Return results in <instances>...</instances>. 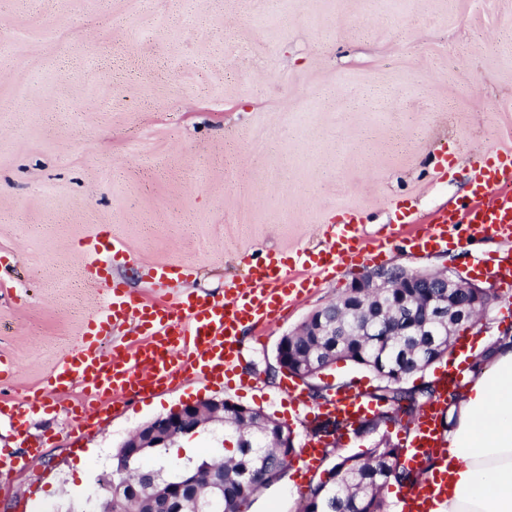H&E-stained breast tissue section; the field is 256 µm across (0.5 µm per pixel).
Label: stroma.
<instances>
[{
  "label": "stroma",
  "mask_w": 512,
  "mask_h": 512,
  "mask_svg": "<svg viewBox=\"0 0 512 512\" xmlns=\"http://www.w3.org/2000/svg\"><path fill=\"white\" fill-rule=\"evenodd\" d=\"M512 150V0H0V393L38 397L24 429L0 422V512H91L99 479L130 433L180 404L220 397L311 440L283 388L282 335L339 299L364 268L343 267L271 323L242 336L255 389L198 379L78 430L75 388L46 389L80 347L112 282L145 304L171 288L145 268L190 265L189 288L215 299L268 252L318 251L333 216L361 221L364 242L398 223L428 224L469 201L474 163ZM455 165L441 177L445 154ZM127 264L85 269L100 227ZM490 237L422 258L387 246L385 266L441 270L494 288L487 334L512 324ZM355 435L321 464L291 461L243 512H298ZM38 454H31V446Z\"/></svg>",
  "instance_id": "obj_1"
}]
</instances>
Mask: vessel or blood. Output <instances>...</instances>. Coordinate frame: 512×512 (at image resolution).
<instances>
[{"mask_svg":"<svg viewBox=\"0 0 512 512\" xmlns=\"http://www.w3.org/2000/svg\"><path fill=\"white\" fill-rule=\"evenodd\" d=\"M474 182L475 205L443 212L426 225H404L400 242L410 255L419 258L489 236L512 237V153L498 151L484 160ZM359 224L356 215H344L331 224L326 249L316 253L298 251L250 265L243 282L226 289L220 300L190 292L177 294L164 305H140L126 295L120 283H113L105 316L89 322L82 345L56 366L46 380L48 387L80 388L82 400L72 406L71 414L77 426L84 427L104 397H117L129 390L149 395L181 384L190 376L206 381L234 376L243 355L240 326L274 320L290 300L307 291L311 282L302 277L303 269L327 272L383 259L390 236L379 235L373 247L363 246ZM103 250L111 252L116 261L129 257L121 243L103 232L84 249L90 265H97ZM147 276L184 282L190 278L191 268L186 264H161L149 267ZM131 309L139 313L144 340L104 345L113 323ZM464 377L461 364L439 376L437 400L419 417L415 435L406 446L404 458L409 465L420 468L427 456H446L447 448L439 435L440 406ZM371 408L362 394L342 388L309 419L314 422L330 414L343 428L351 429Z\"/></svg>","mask_w":512,"mask_h":512,"instance_id":"obj_1","label":"vessel or blood"}]
</instances>
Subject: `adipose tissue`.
Instances as JSON below:
<instances>
[{
  "mask_svg": "<svg viewBox=\"0 0 512 512\" xmlns=\"http://www.w3.org/2000/svg\"><path fill=\"white\" fill-rule=\"evenodd\" d=\"M446 440L431 470L447 474V492L430 512H512V346L496 347L459 391Z\"/></svg>",
  "mask_w": 512,
  "mask_h": 512,
  "instance_id": "1",
  "label": "adipose tissue"
}]
</instances>
